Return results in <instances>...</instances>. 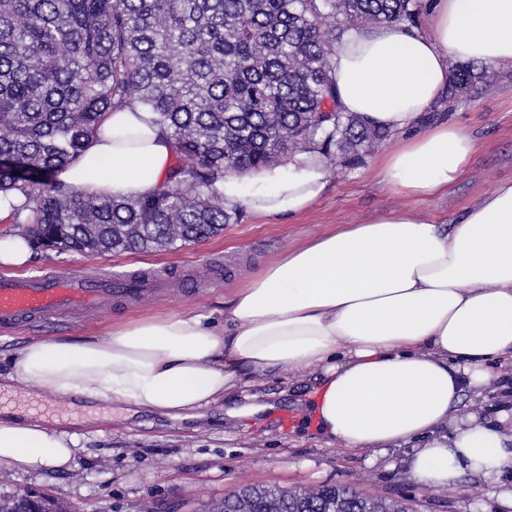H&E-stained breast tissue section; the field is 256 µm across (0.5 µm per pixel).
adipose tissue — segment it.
<instances>
[{
	"mask_svg": "<svg viewBox=\"0 0 512 512\" xmlns=\"http://www.w3.org/2000/svg\"><path fill=\"white\" fill-rule=\"evenodd\" d=\"M512 64V0H433L429 32L385 23L349 30L331 57L344 111L412 136L376 162L380 180L407 197L446 189L473 140L422 120L449 81L448 60ZM89 155L107 170L57 182L88 195L139 197L164 183L171 141L148 113H109ZM315 154L286 166L228 175L226 207L266 217L303 213L325 192ZM512 359V182L446 227L407 211L353 224L283 252L236 289L223 324L191 311L116 324L96 339H34L10 360L9 380L61 398L121 401L172 417L223 399L254 374H318L308 422L369 463L403 456L412 479L440 491L465 473L512 469V436L455 417L464 390L488 381L490 359ZM75 439L38 422L0 420V466L60 468Z\"/></svg>",
	"mask_w": 512,
	"mask_h": 512,
	"instance_id": "adipose-tissue-1",
	"label": "adipose tissue"
}]
</instances>
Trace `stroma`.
I'll use <instances>...</instances> for the list:
<instances>
[{
  "instance_id": "1",
  "label": "stroma",
  "mask_w": 512,
  "mask_h": 512,
  "mask_svg": "<svg viewBox=\"0 0 512 512\" xmlns=\"http://www.w3.org/2000/svg\"><path fill=\"white\" fill-rule=\"evenodd\" d=\"M485 82L455 98L440 96L429 120L467 133L475 150L467 166L437 195L410 198L375 175V160L396 147L391 132L356 163L326 157L328 187L303 214L291 218L255 215L239 206L237 222L206 241L140 254H79L35 251L27 272L83 266L99 273L166 270L169 277L145 300L102 312L74 311L50 324L0 327V375L8 358L33 339L99 337L112 323L193 310L224 317V300L285 250L333 229L364 224L405 210L437 224H456L467 209L497 185L512 181V65H486ZM480 393L465 392L458 418H496L500 404L512 406V363L495 362ZM316 384L313 373L294 369L252 376L232 395L187 416L115 404L111 414L93 413L88 401L56 404L38 386L0 390V413L35 419L79 447L63 468L38 471L0 467V495L28 489L62 502L68 512H222L224 497L245 486L305 490L323 484L405 500L411 512H512V474L500 479L465 474L445 491L416 485L403 466L369 465L307 429L303 418ZM251 403L246 417L231 409Z\"/></svg>"
}]
</instances>
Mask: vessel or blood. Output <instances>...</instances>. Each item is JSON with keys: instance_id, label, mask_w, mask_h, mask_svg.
Instances as JSON below:
<instances>
[{"instance_id": "b4317fda", "label": "vessel or blood", "mask_w": 512, "mask_h": 512, "mask_svg": "<svg viewBox=\"0 0 512 512\" xmlns=\"http://www.w3.org/2000/svg\"><path fill=\"white\" fill-rule=\"evenodd\" d=\"M158 284L154 275L114 274L105 278L75 268L53 274L0 277V326L49 323L79 309L112 302L135 303Z\"/></svg>"}]
</instances>
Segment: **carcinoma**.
Masks as SVG:
<instances>
[{
	"instance_id": "carcinoma-1",
	"label": "carcinoma",
	"mask_w": 512,
	"mask_h": 512,
	"mask_svg": "<svg viewBox=\"0 0 512 512\" xmlns=\"http://www.w3.org/2000/svg\"><path fill=\"white\" fill-rule=\"evenodd\" d=\"M421 0H0V205L31 247L148 252L217 235L236 213L213 188L295 153L358 157L388 131L344 112L330 55L351 29L413 23ZM455 70L450 93L482 82ZM139 107L172 140L166 188L87 196L55 182L106 113ZM344 512H407L336 486ZM250 512H296L292 492L247 487Z\"/></svg>"
}]
</instances>
